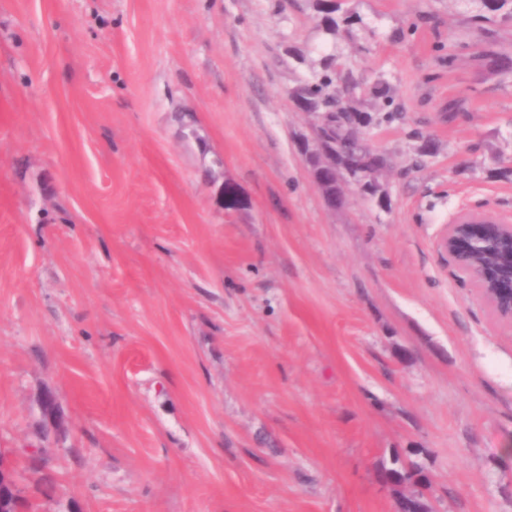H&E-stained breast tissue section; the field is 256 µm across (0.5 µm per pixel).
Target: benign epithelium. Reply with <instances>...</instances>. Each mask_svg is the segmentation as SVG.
I'll list each match as a JSON object with an SVG mask.
<instances>
[{
    "mask_svg": "<svg viewBox=\"0 0 512 512\" xmlns=\"http://www.w3.org/2000/svg\"><path fill=\"white\" fill-rule=\"evenodd\" d=\"M306 159L317 160L309 167L317 187L325 175L336 172V157L314 136L305 145ZM438 247L444 259L458 271L474 276L479 296L498 318L512 323V224H462L447 226ZM10 488L16 497L25 498V489L16 483L12 453L0 448V487Z\"/></svg>",
    "mask_w": 512,
    "mask_h": 512,
    "instance_id": "1",
    "label": "benign epithelium"
}]
</instances>
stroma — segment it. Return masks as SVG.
I'll return each instance as SVG.
<instances>
[{
  "label": "stroma",
  "mask_w": 512,
  "mask_h": 512,
  "mask_svg": "<svg viewBox=\"0 0 512 512\" xmlns=\"http://www.w3.org/2000/svg\"><path fill=\"white\" fill-rule=\"evenodd\" d=\"M340 4L332 37L313 0H0L22 512H394L379 464L412 448L433 512H512V324L437 247L459 210L512 221V75L484 58L512 21ZM330 54L393 158L334 210L291 97Z\"/></svg>",
  "instance_id": "1"
}]
</instances>
